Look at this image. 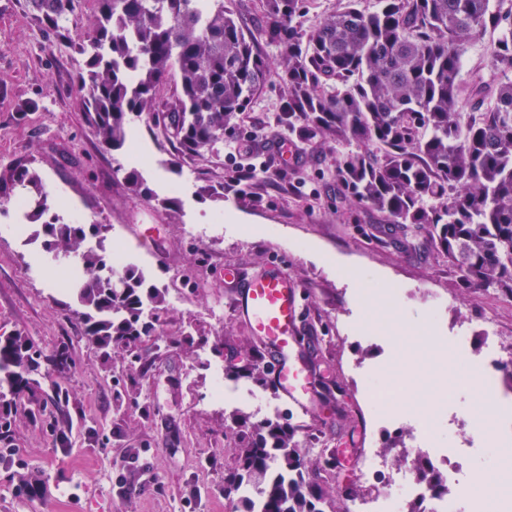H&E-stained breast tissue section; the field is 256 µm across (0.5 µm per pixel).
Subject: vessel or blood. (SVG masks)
Listing matches in <instances>:
<instances>
[{
  "label": "vessel or blood",
  "instance_id": "vessel-or-blood-1",
  "mask_svg": "<svg viewBox=\"0 0 512 512\" xmlns=\"http://www.w3.org/2000/svg\"><path fill=\"white\" fill-rule=\"evenodd\" d=\"M235 281L233 312L268 350L272 358V378L276 391L290 403L312 410L309 373L297 353L300 302L297 285L287 269L275 264L240 278L237 271L225 270Z\"/></svg>",
  "mask_w": 512,
  "mask_h": 512
}]
</instances>
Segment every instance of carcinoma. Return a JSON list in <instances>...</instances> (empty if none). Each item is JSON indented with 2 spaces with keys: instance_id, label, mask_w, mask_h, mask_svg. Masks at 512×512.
<instances>
[{
  "instance_id": "obj_1",
  "label": "carcinoma",
  "mask_w": 512,
  "mask_h": 512,
  "mask_svg": "<svg viewBox=\"0 0 512 512\" xmlns=\"http://www.w3.org/2000/svg\"><path fill=\"white\" fill-rule=\"evenodd\" d=\"M38 29L60 41L82 0H25ZM99 24L81 53L76 87L85 122L106 150L128 140L133 117L156 116L160 89L180 78L179 107L162 131L181 155L224 142L268 64L258 39L275 47L285 101L277 127L298 144L354 141L336 160L334 177L357 203L382 213L404 235L425 236L455 267L465 288L512 295V81H475L463 100L457 81L471 41L499 36L492 63L512 75V3L499 0H361L319 24L296 22L307 0H260L267 18L247 32L224 0H96ZM18 196L22 217L37 223L54 257L73 263L75 312L82 337L101 349L131 350L165 315L163 292L127 265L112 275V253L86 249L101 224H75L51 213L48 193L28 159L0 165V199ZM72 339L54 363L69 367ZM41 351L27 338L0 334V399L9 395L42 410L31 378ZM269 367L231 364L228 377L268 386ZM235 446L236 467L224 475V496L247 512H321L319 487L307 479L295 433L265 420L250 424Z\"/></svg>"
}]
</instances>
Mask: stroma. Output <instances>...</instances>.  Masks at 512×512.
<instances>
[{"label":"stroma","mask_w":512,"mask_h":512,"mask_svg":"<svg viewBox=\"0 0 512 512\" xmlns=\"http://www.w3.org/2000/svg\"><path fill=\"white\" fill-rule=\"evenodd\" d=\"M98 24L95 0H83L70 23V43L48 39L31 21L24 0H0V165L31 160L49 193L54 213L65 220L105 225V249L120 246L165 292L166 319L137 347L147 372L129 367L130 355L113 350L103 358L82 340L57 265L43 248L39 227L22 220L10 204L0 207V332L18 333L52 353L72 338L71 364L63 372L42 362L63 387L62 402L42 413L14 405L10 443H0V512H226L224 475L235 466L233 445L242 432L236 414L252 406L213 400V370L228 357L264 348L235 317L225 268L251 273L284 266L301 292L300 349L310 383L328 417L293 406L265 389L276 409L272 420L296 433L312 478L323 490L322 512H344L348 499L372 496L391 474L360 479L336 464L338 449L383 450L394 437L409 438V418L377 416L370 399L372 371L385 369L392 348L371 332H353L371 318L357 272L380 285L397 284L390 307L422 317L438 358L450 376L421 384L410 366L402 407L421 396L454 392L457 404L476 398L472 378L454 367L446 337L468 331L480 353L482 329L494 319L504 344H512V295L494 288L462 287L456 269L422 236L406 237L377 211L339 192L333 177L335 143L298 148L294 164L272 162L269 178L229 187L234 168L250 164L244 148L252 133L281 138L276 117L283 105L278 74H270L223 146L200 156L178 155L154 125L134 121L132 139L105 151L84 120L85 102L75 75ZM495 36L473 41L459 73L461 84L481 75L501 82L492 64ZM239 143L230 157L226 145ZM137 169L152 198L129 190L124 173ZM208 226L207 237L190 227ZM444 295L430 312L428 289ZM188 333L195 344L169 346ZM71 442L60 452L56 437ZM43 488L17 490L16 473Z\"/></svg>","instance_id":"obj_1"}]
</instances>
